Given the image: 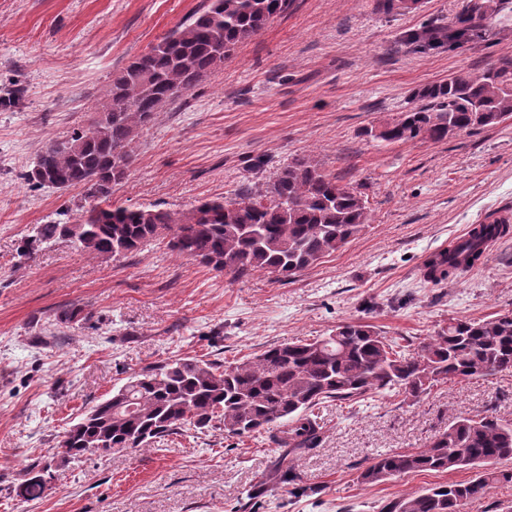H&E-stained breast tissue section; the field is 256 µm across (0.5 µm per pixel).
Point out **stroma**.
I'll list each match as a JSON object with an SVG mask.
<instances>
[{
	"mask_svg": "<svg viewBox=\"0 0 512 512\" xmlns=\"http://www.w3.org/2000/svg\"><path fill=\"white\" fill-rule=\"evenodd\" d=\"M465 0H422L383 13L374 0H295L224 64L139 131L128 176L112 192L131 206L182 211L233 196L305 156L357 187L371 220L355 240L285 279H235L154 244L126 257L73 243L18 257L21 238L85 191L25 178L43 145L86 127L112 75L205 0H0V512H379L392 499L468 470L363 485L376 454L426 447L457 417L512 421V372L434 385L421 398L383 391L317 409L318 448L298 456L307 494L278 485L259 508L246 494L281 450L223 424L58 467L41 498L15 488L90 406L135 371L195 356L229 364L267 347L332 334L360 320L393 341L433 336L449 319L512 311V237L457 276L433 282L428 258L473 224L512 215V119L441 143L369 136L449 74L482 72L512 54V6L455 49L420 50L410 32L448 23ZM77 307L78 321L58 322Z\"/></svg>",
	"mask_w": 512,
	"mask_h": 512,
	"instance_id": "1",
	"label": "stroma"
}]
</instances>
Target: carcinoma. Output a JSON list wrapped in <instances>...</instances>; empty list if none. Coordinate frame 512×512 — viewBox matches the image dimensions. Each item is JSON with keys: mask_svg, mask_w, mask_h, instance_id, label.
Listing matches in <instances>:
<instances>
[{"mask_svg": "<svg viewBox=\"0 0 512 512\" xmlns=\"http://www.w3.org/2000/svg\"><path fill=\"white\" fill-rule=\"evenodd\" d=\"M292 2L209 0L116 72L94 107L95 133L87 127L49 140L26 174L37 187H81L88 205L73 221L64 212L37 225L21 240L18 256L69 241L90 254L125 257L163 240L170 251L234 279L254 272L282 279L360 235L370 221L362 193L306 157L291 160L255 191L201 200L185 212L112 202L113 187L130 171L139 130L154 112L221 66ZM504 4L506 0H467L448 24L410 33L406 43L459 47ZM412 98L413 107L367 134L390 143H439L498 125L512 118V56L480 74L454 72L417 89ZM511 235L509 216L479 224L470 238L434 255L426 276L442 281L473 267L483 257L485 243ZM505 371H512L511 311L486 319H451L435 336L399 351L374 326L345 322L329 336L276 344L230 365L185 357L145 368L87 409L64 432L59 448L64 460L91 448H144L180 430H206L220 417L227 434H266L284 449L249 499L262 498L270 483H288L300 495L307 488L299 484L296 457L321 441L320 424L311 417L314 407L393 389L419 397L440 381L485 379ZM41 469H28L19 495L28 500L42 496L46 484ZM457 470H472L474 478L393 499L381 512H463L464 505L480 499L492 485L512 483V422L456 418L426 448L377 455L358 481L374 485L406 474Z\"/></svg>", "mask_w": 512, "mask_h": 512, "instance_id": "cac0c4a2", "label": "carcinoma"}]
</instances>
